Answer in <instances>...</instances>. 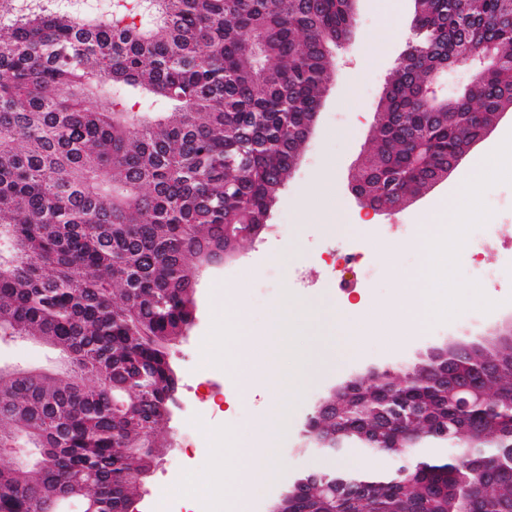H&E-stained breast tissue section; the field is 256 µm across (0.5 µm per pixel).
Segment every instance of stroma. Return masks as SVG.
Masks as SVG:
<instances>
[{
  "label": "stroma",
  "mask_w": 512,
  "mask_h": 512,
  "mask_svg": "<svg viewBox=\"0 0 512 512\" xmlns=\"http://www.w3.org/2000/svg\"><path fill=\"white\" fill-rule=\"evenodd\" d=\"M391 8L395 9L398 21V30L392 34L383 27V17ZM413 17V0H397L393 5L387 0H358L352 42L334 50L336 79L329 83L313 132L271 207L266 230L255 239L241 242L236 259L200 273L195 323L174 353L180 377L178 405L162 428L166 446L140 489L137 512H155L157 492L162 488L169 492L164 512H185L181 497L174 495L173 490L182 471L198 470L205 465L209 456L208 430L226 425L244 436L258 415L256 406L246 398V388L233 385L230 394L235 408L217 414L200 408L198 415L205 430L193 451L183 447V431L191 415L189 400L200 394L201 382L224 381L223 368L209 363L203 351L215 312V293L227 287L236 288L249 327L258 336L265 334L270 306L283 293H292L296 305H314L317 317L306 327L310 340L303 345L305 355L313 356L316 347L312 337L335 332L337 310L358 302L368 306L390 304L397 294L393 269L413 270L419 266L421 257L414 234L389 236L386 228L413 226L424 219L438 202L447 199L469 178L480 157L496 149L512 132L511 112L446 181L402 209L369 217L356 205L346 189L349 169L360 153L369 151L368 135L378 103L402 54L418 37ZM324 172L329 175L338 210L320 214L304 211L300 206L304 191ZM341 247L358 248L363 262L331 267L329 253ZM386 247L393 250L389 263L382 254ZM368 263L376 270L371 278L365 275L364 266ZM483 292L495 301L496 307L479 320L466 311L450 321L430 325L423 335L394 344L373 336L345 337L336 361L302 387V398L293 407V428L274 442L279 480L253 498L250 512H270L288 484L316 470L319 458L304 448L303 430L308 415L330 387L349 375L367 374L372 367L403 373L420 362L430 347L440 345L446 338L485 347L497 343L501 322L512 316V305L500 304L502 298L512 295V277L503 276L500 287L487 286ZM56 361V353L43 345L0 340L1 368H45Z\"/></svg>",
  "instance_id": "obj_1"
}]
</instances>
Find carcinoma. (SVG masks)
<instances>
[{
    "label": "carcinoma",
    "mask_w": 512,
    "mask_h": 512,
    "mask_svg": "<svg viewBox=\"0 0 512 512\" xmlns=\"http://www.w3.org/2000/svg\"><path fill=\"white\" fill-rule=\"evenodd\" d=\"M0 0V337L34 338L59 366L0 371V512L32 497L132 512L176 407L173 349L194 320L193 275L224 225H267L329 81L326 46L352 23L349 0H109L101 16L56 3L16 15ZM417 57L393 72L385 122L357 181L396 208L443 169L481 122L512 108V0H415ZM251 42L253 51L245 54ZM487 61L468 92L424 102L432 67ZM484 407L407 381L442 452L409 448L385 475L339 467L299 477L288 512H512V369ZM351 435L378 416L344 412ZM489 433L468 469L457 448ZM50 454L54 467L38 464Z\"/></svg>",
    "instance_id": "obj_1"
}]
</instances>
